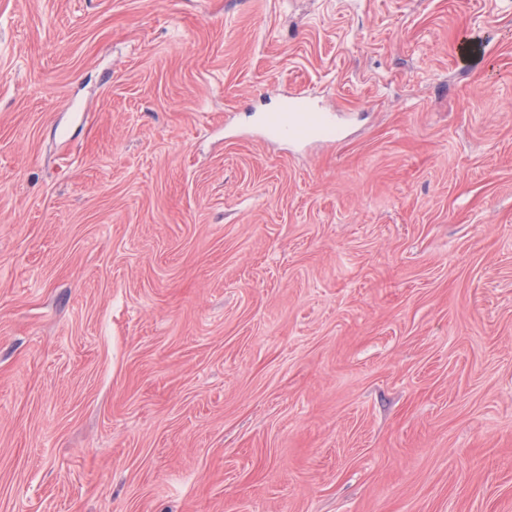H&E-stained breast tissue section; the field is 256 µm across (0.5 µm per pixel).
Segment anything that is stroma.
I'll list each match as a JSON object with an SVG mask.
<instances>
[{
    "label": "stroma",
    "mask_w": 512,
    "mask_h": 512,
    "mask_svg": "<svg viewBox=\"0 0 512 512\" xmlns=\"http://www.w3.org/2000/svg\"><path fill=\"white\" fill-rule=\"evenodd\" d=\"M0 512H512V0H0ZM301 115L307 117V124H300ZM264 122L282 138L296 142L307 140L313 128L319 125L330 128L336 134L341 133L331 111L313 106L307 97L300 94L290 95L286 107L277 112L268 113Z\"/></svg>",
    "instance_id": "obj_1"
}]
</instances>
